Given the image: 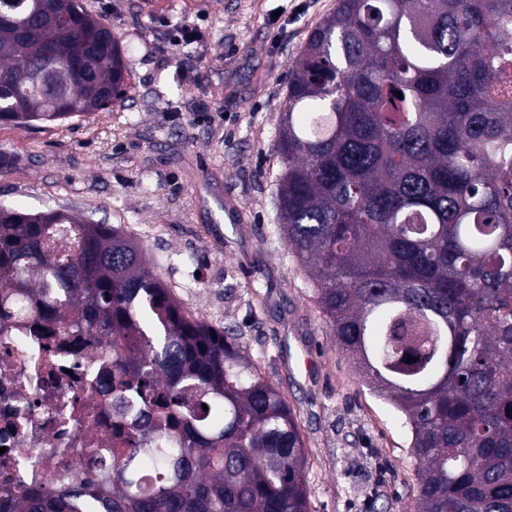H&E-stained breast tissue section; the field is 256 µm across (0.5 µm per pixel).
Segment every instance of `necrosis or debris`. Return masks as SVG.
Returning <instances> with one entry per match:
<instances>
[{
  "label": "necrosis or debris",
  "mask_w": 512,
  "mask_h": 512,
  "mask_svg": "<svg viewBox=\"0 0 512 512\" xmlns=\"http://www.w3.org/2000/svg\"><path fill=\"white\" fill-rule=\"evenodd\" d=\"M92 349L77 336L49 338L26 328L0 334V487H38L51 470L54 448L70 451L68 461L84 477L99 471V449L111 447L116 430L133 435L129 418L117 414L112 383L95 371ZM80 417H73V403Z\"/></svg>",
  "instance_id": "4bbe7bcc"
}]
</instances>
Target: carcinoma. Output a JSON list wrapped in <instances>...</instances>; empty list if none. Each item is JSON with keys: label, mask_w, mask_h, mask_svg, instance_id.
<instances>
[{"label": "carcinoma", "mask_w": 512, "mask_h": 512, "mask_svg": "<svg viewBox=\"0 0 512 512\" xmlns=\"http://www.w3.org/2000/svg\"><path fill=\"white\" fill-rule=\"evenodd\" d=\"M0 13V123L121 97L119 41L78 0ZM277 152L279 235L409 426L417 512H512V0H339L292 67ZM20 295L37 335L112 357L136 434L94 479L1 488L0 512H309L287 401L133 237L1 205L0 323Z\"/></svg>", "instance_id": "cac0c4a2"}]
</instances>
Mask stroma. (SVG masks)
<instances>
[{
  "instance_id": "1",
  "label": "stroma",
  "mask_w": 512,
  "mask_h": 512,
  "mask_svg": "<svg viewBox=\"0 0 512 512\" xmlns=\"http://www.w3.org/2000/svg\"><path fill=\"white\" fill-rule=\"evenodd\" d=\"M79 2L120 42L125 95L58 123H0V205L121 227L187 314L235 329L299 420L310 512H411L408 429L336 348L276 232L288 75L339 0ZM183 24L202 39L171 46Z\"/></svg>"
}]
</instances>
